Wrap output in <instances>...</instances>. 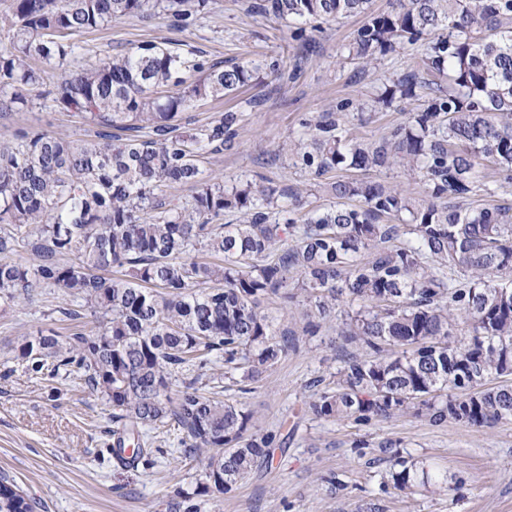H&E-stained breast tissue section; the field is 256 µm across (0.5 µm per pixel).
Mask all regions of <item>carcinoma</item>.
Masks as SVG:
<instances>
[{
    "instance_id": "cac0c4a2",
    "label": "carcinoma",
    "mask_w": 512,
    "mask_h": 512,
    "mask_svg": "<svg viewBox=\"0 0 512 512\" xmlns=\"http://www.w3.org/2000/svg\"><path fill=\"white\" fill-rule=\"evenodd\" d=\"M210 0H10L0 17V112L36 103L98 128L69 140L18 130L0 143V305L33 303L55 291L56 320L91 318L99 329L60 338L21 337L13 361L45 380L78 374L112 408V456L151 463L147 431L177 427L186 457L202 470L194 499L226 494L260 461L275 435L256 428L241 402L201 387L223 364L239 391L295 343L278 334L264 302L302 298L306 336L348 306L340 327L360 350L315 393L309 411L327 421L368 424L397 416L475 426L512 419V206L470 208L492 169L512 179V0H263L261 15L309 39L323 23L364 17L348 56L379 66L407 46L422 66L397 79L390 97L430 96L408 123L379 142L348 135L324 113L284 145L317 181L330 171L398 164L425 200L377 181L338 178V202L298 224L286 190L245 181L228 189L201 165L224 153L240 115L226 111L190 126L200 100L234 94L261 64L222 68L192 46L142 42L121 53L90 52L83 34L143 15L188 30ZM39 59L50 67L33 63ZM446 79L448 89L436 86ZM129 129L125 138L108 135ZM191 184L174 201L167 191ZM348 200L358 204L349 206ZM238 223H222L224 213ZM408 214L405 224L385 219ZM24 249L29 266L10 259ZM459 270L456 284L444 270ZM429 471L390 457L386 483L411 494ZM36 502L0 477V512H35Z\"/></svg>"
}]
</instances>
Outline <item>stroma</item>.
I'll list each match as a JSON object with an SVG mask.
<instances>
[{"mask_svg": "<svg viewBox=\"0 0 512 512\" xmlns=\"http://www.w3.org/2000/svg\"><path fill=\"white\" fill-rule=\"evenodd\" d=\"M255 2L213 0L210 13L190 31L161 16L133 17L84 34L83 40L115 53L142 40L187 43L226 66L254 59L282 63L283 73L223 100L198 102L187 117L201 125L226 109L240 112L233 147L206 160L204 177H223L228 186L248 179L288 189L300 197V216L335 202L326 186L310 181L281 149L301 132L303 120L339 111L350 134L376 142L406 123L428 91L380 102L387 85L420 66V54L402 50L377 70L349 60L345 47L362 16L322 25L305 45L287 27L255 13ZM22 127L51 129L74 140L95 136L94 127L67 112L33 106L0 114V138ZM60 303L57 293L46 290L33 304L0 309V475L35 499L36 512H182L174 490H193L201 468L181 457L177 431L156 435L152 465L123 467L110 451L112 422L100 396L79 378L49 382L14 367L13 347L21 337L48 326L62 336L70 333V324L49 319ZM265 310L278 331L294 333L295 349L244 395L234 380L222 378L221 367L213 372L220 377V399L242 400L257 426L276 434L274 460L255 466L231 492L201 498L200 512H362L369 503L380 512H512V421L435 427L403 416L357 427L314 418L308 411L314 380L335 372L355 348L343 342L334 321L319 335H303L301 306L274 299ZM395 453L443 476V486L414 495L383 486Z\"/></svg>", "mask_w": 512, "mask_h": 512, "instance_id": "1", "label": "stroma"}]
</instances>
